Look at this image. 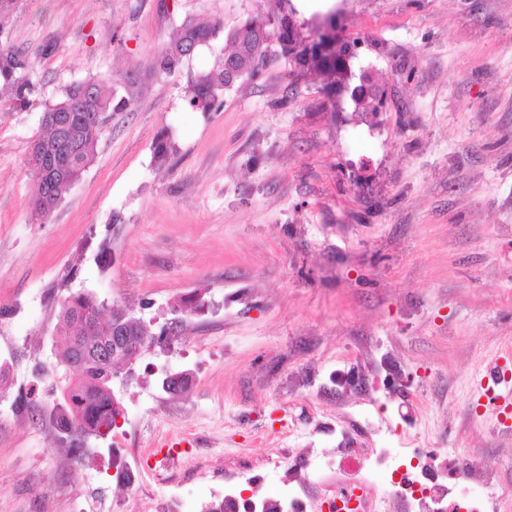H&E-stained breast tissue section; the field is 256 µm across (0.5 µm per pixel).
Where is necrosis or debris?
<instances>
[{
	"instance_id": "1",
	"label": "necrosis or debris",
	"mask_w": 512,
	"mask_h": 512,
	"mask_svg": "<svg viewBox=\"0 0 512 512\" xmlns=\"http://www.w3.org/2000/svg\"><path fill=\"white\" fill-rule=\"evenodd\" d=\"M402 455L399 448H361L350 438L331 454L290 448L249 477L225 471L223 496L203 501L198 512H496L494 498L482 494L495 470L463 453L438 465L422 458L405 464ZM332 468L348 481L325 499L311 486Z\"/></svg>"
}]
</instances>
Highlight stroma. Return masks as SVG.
<instances>
[{
	"mask_svg": "<svg viewBox=\"0 0 512 512\" xmlns=\"http://www.w3.org/2000/svg\"><path fill=\"white\" fill-rule=\"evenodd\" d=\"M289 3L306 36L314 15L341 14L351 71L384 95L370 151L349 148L360 116L332 78L278 53L216 112L186 91L223 38L147 77L185 22L230 30ZM0 46L29 58L34 86L24 110L0 87V512H194L226 464L334 447L324 422L410 453L462 449L497 469L490 493L512 512V407L486 397L512 388V0H17ZM110 74L142 75L132 111L35 218L27 158L45 105ZM164 131L177 151L162 161ZM84 291L154 334L183 323L113 379L119 425L73 465L44 391L61 305ZM180 371L189 388L166 392ZM159 450L167 479L117 483V465Z\"/></svg>",
	"mask_w": 512,
	"mask_h": 512,
	"instance_id": "obj_1",
	"label": "stroma"
}]
</instances>
